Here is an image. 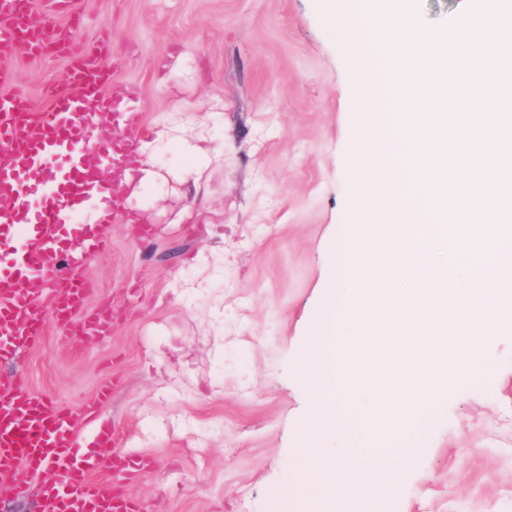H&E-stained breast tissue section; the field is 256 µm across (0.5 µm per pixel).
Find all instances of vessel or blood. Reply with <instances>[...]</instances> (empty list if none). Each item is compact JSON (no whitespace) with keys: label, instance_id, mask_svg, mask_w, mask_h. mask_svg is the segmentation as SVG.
Here are the masks:
<instances>
[{"label":"vessel or blood","instance_id":"vessel-or-blood-1","mask_svg":"<svg viewBox=\"0 0 512 512\" xmlns=\"http://www.w3.org/2000/svg\"><path fill=\"white\" fill-rule=\"evenodd\" d=\"M54 16L62 0H0V57L18 44L35 55L60 45L69 59L32 113L21 98L0 99V360L20 364L40 343L46 317L81 336L106 335L111 317L85 312L90 285L84 262L110 247L108 227L127 220L123 201L106 196L104 168L133 154L142 112L138 92L103 95L108 64H120L108 34L83 42L70 28L33 24L36 5ZM53 291L51 309L39 301ZM83 420L28 390L21 371L0 375V482L19 498L36 496L39 512H140L117 483L95 479L113 443L110 423L90 435Z\"/></svg>","mask_w":512,"mask_h":512}]
</instances>
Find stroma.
Returning a JSON list of instances; mask_svg holds the SVG:
<instances>
[{
  "label": "stroma",
  "mask_w": 512,
  "mask_h": 512,
  "mask_svg": "<svg viewBox=\"0 0 512 512\" xmlns=\"http://www.w3.org/2000/svg\"><path fill=\"white\" fill-rule=\"evenodd\" d=\"M94 40L107 29L122 62L107 96L139 93L144 141L168 126L209 153L184 174L174 146L136 205L146 225H110L111 250L84 274L85 308L109 309L98 339L46 321L23 355L25 380L79 414L100 408L114 451L144 460L98 475L136 496L142 512H286L296 430L311 413L295 364L353 222L351 101L362 74L325 23V0H72ZM176 70H169L173 59ZM14 92L31 109L63 58L16 52ZM484 385L451 382L386 512H512V328L480 339ZM342 425L328 453L383 454L371 399L352 397L337 366Z\"/></svg>",
  "instance_id": "1"
}]
</instances>
